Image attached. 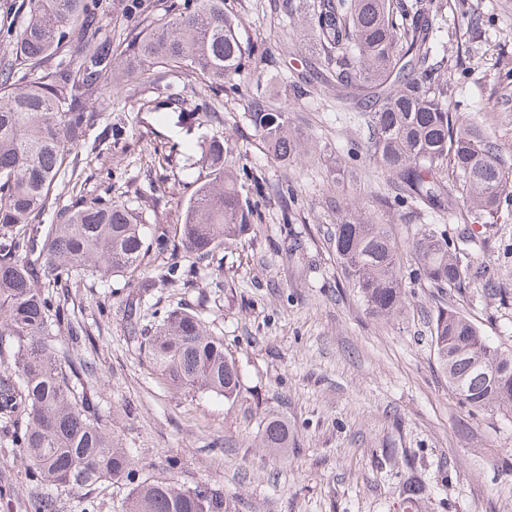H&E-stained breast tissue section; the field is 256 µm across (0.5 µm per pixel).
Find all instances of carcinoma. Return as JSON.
Returning <instances> with one entry per match:
<instances>
[{"mask_svg": "<svg viewBox=\"0 0 512 512\" xmlns=\"http://www.w3.org/2000/svg\"><path fill=\"white\" fill-rule=\"evenodd\" d=\"M95 0H23L26 20L13 56L0 57V444L14 449L26 480L36 490L33 512H58L51 490L71 491L123 481L129 493L120 512H233L224 493L205 483L145 476L133 452L109 429L101 400L85 383L96 363L73 352L89 335L71 318L58 289L87 277L105 282L141 268L149 253L168 255L162 282L185 283V269L167 254L168 241H147L142 213L111 199L104 188L93 199L74 195L58 224L39 217L53 205L54 188L68 185L65 159L85 143L97 123L87 111L88 95L108 81L112 90L144 80L157 68L190 67L209 90L241 88L245 59L255 49L240 42L224 0H192L163 9L145 0L121 4L122 22L145 16L144 30L121 51L92 24ZM315 37L336 84L365 90L360 103L371 134L367 151L392 177L393 199L448 209L452 184L466 190L469 223L456 237L439 224L412 229L408 248L431 288H471L485 277L462 245L472 225L498 211L512 182V161L497 138L475 124H460L449 112L448 60L435 58V32L425 0H307ZM76 52L65 63H47L61 45ZM30 74L38 75L32 81ZM254 133L286 163L302 143L291 131L288 106L274 107L251 95L246 112ZM202 153L209 180L184 205L177 227L185 252L213 258L238 240L251 223L265 186L237 156L212 137ZM336 258L365 310L375 317L398 316L405 307L403 256L390 225L351 213L336 225ZM136 289L127 309L130 333L140 337L158 378L177 392L235 398L242 373L224 353V337L184 308H155L151 332L138 321L151 281L126 280ZM65 345L56 346L60 333ZM438 364L448 385L477 409L512 406V351L484 336L451 307L441 306L431 330ZM288 421L264 419L262 447L288 449Z\"/></svg>", "mask_w": 512, "mask_h": 512, "instance_id": "cac0c4a2", "label": "carcinoma"}]
</instances>
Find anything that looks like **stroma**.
<instances>
[{"instance_id": "35a3bbf8", "label": "stroma", "mask_w": 512, "mask_h": 512, "mask_svg": "<svg viewBox=\"0 0 512 512\" xmlns=\"http://www.w3.org/2000/svg\"><path fill=\"white\" fill-rule=\"evenodd\" d=\"M238 37L266 57L261 90L291 102L288 114L304 153L271 158L245 117L248 93L203 91L188 68L154 71L156 84L206 102L211 122L191 131L176 114L149 111L151 87L120 92L103 84L88 100L100 123L128 119L117 144L101 153L73 149L68 161L84 195L111 184L114 199L149 215L148 238L176 243L182 204L208 178L200 137L221 135L266 185L257 224L223 249L222 267L192 257L185 285L157 286L151 301L200 314L224 337L242 370L232 402L174 393L157 378L130 338L124 278H90L68 289L66 303L91 333L82 346L95 359L93 390L110 408L112 430L131 448L144 474L172 471L181 482L220 487L235 512H402L407 481L426 488L420 512H512V410L474 412L459 400L439 368L430 336L441 305L456 308L502 348L512 350V195L466 249L495 274L497 294L470 288L437 291L404 260L407 312L398 320L367 314L350 288L330 244L341 217L357 206L408 237L403 210L381 208L376 197L389 178L365 152L370 130L358 114L340 109L334 80L307 38L299 0H225ZM437 52L448 56L450 110L478 122L512 155V0H432ZM303 79L312 98L292 101L290 84ZM180 153L167 159L168 143ZM155 153H148V146ZM288 185L295 201L282 205ZM112 297V316L97 305ZM285 417L293 439L287 453L260 445V422ZM176 459L168 469V459ZM125 485L104 484L63 494L61 512H114ZM0 512H31L30 489L12 449L0 447Z\"/></svg>"}]
</instances>
